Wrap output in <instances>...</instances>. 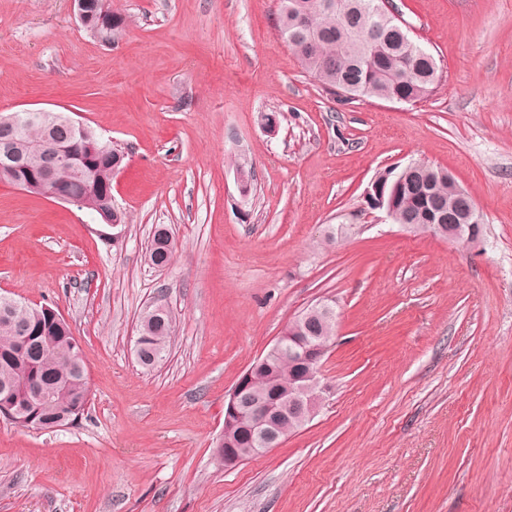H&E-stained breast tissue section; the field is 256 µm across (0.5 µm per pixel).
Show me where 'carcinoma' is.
I'll list each match as a JSON object with an SVG mask.
<instances>
[{
    "instance_id": "obj_1",
    "label": "carcinoma",
    "mask_w": 512,
    "mask_h": 512,
    "mask_svg": "<svg viewBox=\"0 0 512 512\" xmlns=\"http://www.w3.org/2000/svg\"><path fill=\"white\" fill-rule=\"evenodd\" d=\"M321 0H304L303 8L294 11L293 0H280L278 32L296 53L304 68L329 94L339 99L348 94L355 98L373 97L407 104L417 103L431 95L442 81V71L432 53L414 44L408 49L409 31L404 23L389 13L381 22V33L369 39L376 20L372 0H338L335 8L321 7ZM18 138L22 141L24 161L34 165L37 151L47 135L39 112L16 113ZM92 167L66 165L57 170L54 182L78 200L79 207L99 213L102 197L99 186L112 183L117 156L124 152L112 142ZM436 207L456 222L468 223L463 200L448 190L440 171L423 163L404 172L403 191L394 224H422L426 212ZM173 248L162 247L152 235L148 258L157 267L166 266ZM8 308L10 324H0V386L17 389V405L26 408L30 423L20 422L25 429H50L65 426L85 412L90 399L87 371L79 368L80 342L71 329H61L51 321L43 308L20 299L0 296V305ZM178 320L170 307L162 310L151 305L141 314L138 335L144 338L147 360L141 366L151 369L161 363ZM336 315L318 314L314 330L324 340L334 336ZM30 329L34 342L26 354L18 349V336ZM278 381L288 385L293 367L288 351L274 356ZM39 385L42 399L27 405L23 390L27 384ZM271 382L261 373L253 387L256 408H261L270 393Z\"/></svg>"
}]
</instances>
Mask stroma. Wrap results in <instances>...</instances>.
<instances>
[{
    "label": "stroma",
    "mask_w": 512,
    "mask_h": 512,
    "mask_svg": "<svg viewBox=\"0 0 512 512\" xmlns=\"http://www.w3.org/2000/svg\"><path fill=\"white\" fill-rule=\"evenodd\" d=\"M110 4L109 45L71 0H0V113L64 112L126 153L114 239L0 182V295L64 316L92 391L55 430L0 418V512H512V0H392L443 71L414 105L324 92L278 0ZM416 162L470 193L479 243L369 208L380 172ZM160 225L175 253L155 269ZM161 295L179 321L146 369L137 317ZM320 302L336 331L317 414L224 469L225 394Z\"/></svg>",
    "instance_id": "stroma-1"
}]
</instances>
